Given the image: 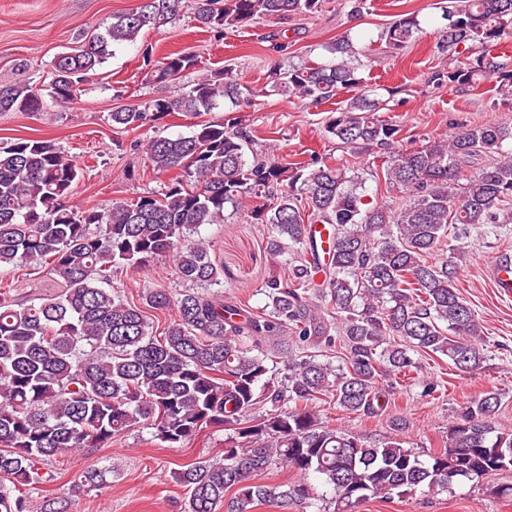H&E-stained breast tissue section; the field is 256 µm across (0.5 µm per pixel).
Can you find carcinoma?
<instances>
[{
  "instance_id": "carcinoma-1",
  "label": "carcinoma",
  "mask_w": 512,
  "mask_h": 512,
  "mask_svg": "<svg viewBox=\"0 0 512 512\" xmlns=\"http://www.w3.org/2000/svg\"><path fill=\"white\" fill-rule=\"evenodd\" d=\"M183 2L143 0L132 12L112 15L77 49L58 54L52 102L72 103L78 85L115 47L175 21ZM322 2L197 0L193 21L219 32L316 14ZM440 9L447 25L438 51L452 60L478 54L437 72V80L472 86L492 76L502 94L512 95V70L493 54L512 36V0H440ZM419 32L417 15L403 13L381 39L402 50ZM326 51L328 63L289 66L277 91L324 102L355 91L325 131L353 157L379 150L386 184L400 193L391 204L367 198L366 178L347 160L283 162L258 153L247 160L251 135L232 118L203 120L187 136L147 143L153 169L176 173L162 193L83 210L70 201L81 168L55 143L0 139V271L34 263L62 279L59 291L30 301L0 289V512H29L28 491L43 482L41 466L50 458L101 447L140 425L168 448L182 447L207 427L227 432L221 454L172 472L186 491L183 512L286 508L310 498L305 479L312 473L331 488L336 512H355L371 499L443 490L512 469V433L493 425L501 405L493 390L463 408L444 448L425 460L396 437L373 445L317 413L321 401L377 414L386 397L380 382L418 369L415 352L443 355L462 370L484 362L482 327L455 287V266L430 257L447 245L448 225L465 231L497 224L502 207L512 203V156L466 173L475 157L512 141V126L473 125L404 148L399 125L381 117L380 100L363 90L351 38L339 36ZM196 66L195 55L175 52L152 77L173 83ZM250 95L232 73L214 72L142 108L113 111L110 119L115 128L137 129L173 112L200 117ZM42 107L37 87L0 84L1 112ZM247 198L266 199L251 218L266 226L270 256L291 253L287 275L262 285L267 302L253 316L208 292L224 287V266L195 238L200 227L224 222L226 205ZM312 224L327 232L325 264ZM166 254L186 287L157 286L146 295L147 307L173 312L156 334L141 307L112 292V269L142 267ZM311 342L342 343V364L293 352ZM258 406L265 414L249 417ZM279 466L293 469L299 483L256 481ZM107 473L87 471L80 485L100 489Z\"/></svg>"
}]
</instances>
